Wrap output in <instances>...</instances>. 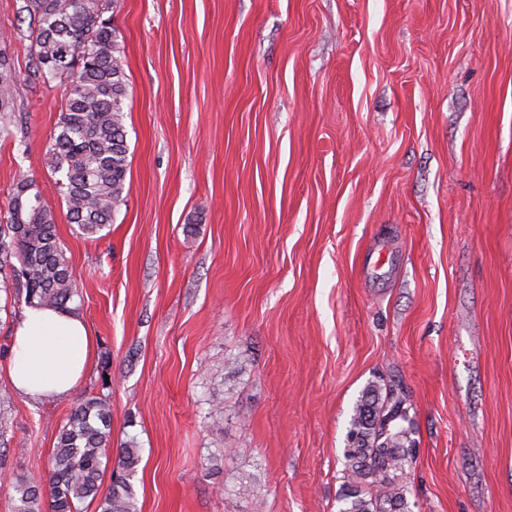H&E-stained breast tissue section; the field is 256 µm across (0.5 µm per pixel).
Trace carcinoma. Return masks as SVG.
Instances as JSON below:
<instances>
[{
	"instance_id": "carcinoma-1",
	"label": "carcinoma",
	"mask_w": 512,
	"mask_h": 512,
	"mask_svg": "<svg viewBox=\"0 0 512 512\" xmlns=\"http://www.w3.org/2000/svg\"><path fill=\"white\" fill-rule=\"evenodd\" d=\"M115 0H23L29 19L30 75L65 86L48 166L66 217L85 238H100L124 202L128 147L123 125L127 81L119 35L106 16ZM18 75L0 49V113L11 111ZM0 226V269L10 267L25 302L66 308L77 294L73 270L57 235L55 214L32 179L21 176ZM408 406L396 389L370 384L354 408L345 448L339 512H413L406 475L416 456L408 439ZM112 445V410L90 396L75 405L49 462V500L25 479L12 482L14 512H137L132 479L140 449L119 450L111 483L100 492Z\"/></svg>"
}]
</instances>
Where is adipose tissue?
<instances>
[{
  "mask_svg": "<svg viewBox=\"0 0 512 512\" xmlns=\"http://www.w3.org/2000/svg\"><path fill=\"white\" fill-rule=\"evenodd\" d=\"M93 338L70 308L27 306L16 325L9 378L28 399L72 394L93 356Z\"/></svg>",
  "mask_w": 512,
  "mask_h": 512,
  "instance_id": "adipose-tissue-1",
  "label": "adipose tissue"
}]
</instances>
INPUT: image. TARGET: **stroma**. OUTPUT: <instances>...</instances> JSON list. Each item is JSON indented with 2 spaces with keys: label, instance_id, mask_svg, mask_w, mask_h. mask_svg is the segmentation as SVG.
I'll list each match as a JSON object with an SVG mask.
<instances>
[{
  "label": "stroma",
  "instance_id": "stroma-1",
  "mask_svg": "<svg viewBox=\"0 0 512 512\" xmlns=\"http://www.w3.org/2000/svg\"><path fill=\"white\" fill-rule=\"evenodd\" d=\"M21 4L0 222L32 178L94 356L0 411V512L92 395L138 512H339L372 383L407 398L414 512H512V0H115L129 169L98 239L55 188L64 89L30 77ZM24 307L0 292V389Z\"/></svg>",
  "mask_w": 512,
  "mask_h": 512
}]
</instances>
